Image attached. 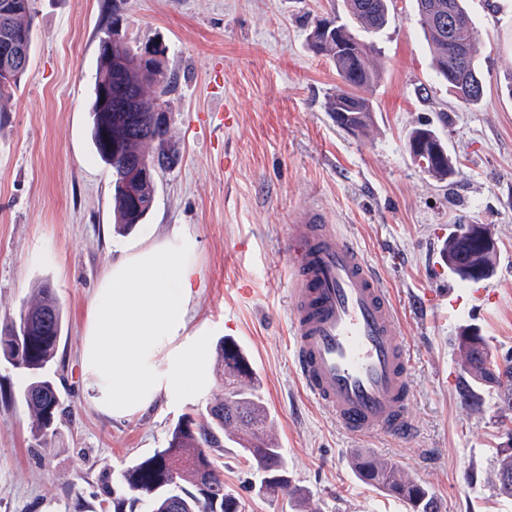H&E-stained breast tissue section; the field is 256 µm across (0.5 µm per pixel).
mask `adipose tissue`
Masks as SVG:
<instances>
[{"label":"adipose tissue","mask_w":512,"mask_h":512,"mask_svg":"<svg viewBox=\"0 0 512 512\" xmlns=\"http://www.w3.org/2000/svg\"><path fill=\"white\" fill-rule=\"evenodd\" d=\"M197 249L175 227L127 249L99 280L81 362L87 396L107 416L128 418L160 397L208 390V341L189 329Z\"/></svg>","instance_id":"1"}]
</instances>
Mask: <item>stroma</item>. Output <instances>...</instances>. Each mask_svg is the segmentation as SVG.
Returning <instances> with one entry per match:
<instances>
[{
  "label": "stroma",
  "mask_w": 512,
  "mask_h": 512,
  "mask_svg": "<svg viewBox=\"0 0 512 512\" xmlns=\"http://www.w3.org/2000/svg\"><path fill=\"white\" fill-rule=\"evenodd\" d=\"M475 23L485 95L456 101L437 81L413 0H396L377 35L381 75L369 97L374 122L338 127L327 103L339 81L314 55L316 19L345 16L344 0H35L32 56L0 97V324L17 318L42 285L64 314L50 375L65 400L57 437L37 444L19 394L25 373L0 359V512H103L101 479L166 447L178 419L220 394L161 399L122 420L84 392L80 351L94 289L135 242L179 224L198 242L192 328L227 337L250 360L270 410L292 487L308 512H407L358 481L354 455L393 459L424 482L441 512H512L497 496L499 392L477 383L462 401L464 360L455 339L478 329L495 356L512 354V0H465ZM120 17L131 46H169L180 83L169 95L174 161L156 175L145 223L116 230L112 172L89 137L90 80L99 40ZM431 124L458 161L446 182L409 157L406 136ZM325 209L391 292L414 387L410 439L357 440L310 399L293 368L284 238L302 207ZM490 225L498 243L491 296L452 274L442 245L459 218ZM437 306L420 308L425 292ZM454 294L449 308L444 294ZM242 512H294L287 493L258 494L257 474L234 447L215 453Z\"/></svg>",
  "instance_id": "stroma-1"
}]
</instances>
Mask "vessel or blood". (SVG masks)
<instances>
[{"label":"vessel or blood","mask_w":512,"mask_h":512,"mask_svg":"<svg viewBox=\"0 0 512 512\" xmlns=\"http://www.w3.org/2000/svg\"><path fill=\"white\" fill-rule=\"evenodd\" d=\"M285 246L295 271L289 334L305 391L350 437L410 435V358L388 289L321 209L295 215Z\"/></svg>","instance_id":"vessel-or-blood-1"}]
</instances>
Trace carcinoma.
<instances>
[{
	"label": "carcinoma",
	"instance_id": "obj_1",
	"mask_svg": "<svg viewBox=\"0 0 512 512\" xmlns=\"http://www.w3.org/2000/svg\"><path fill=\"white\" fill-rule=\"evenodd\" d=\"M419 21L432 53L436 76L464 105L481 101L482 75L475 54V27L464 0H414ZM348 22L335 18L315 23L308 34L312 53L328 57L341 87L328 101V111L340 127L364 130L373 123V106L366 93L380 78L370 65L377 54L373 37L391 21L393 0H346ZM34 11L32 0H0V93L19 86L31 59ZM166 47L146 43L136 49L125 41L119 21L112 20L100 40L98 64L90 103V137L101 162L112 171V199L118 230L126 232L143 223L155 201V175L151 170L134 193L122 180L134 165L144 166L165 152L170 125L155 119L166 111V96L176 91L178 74L168 67ZM422 143L424 153L413 150ZM406 148L411 159L421 156L422 170L445 182L457 172L438 132L423 124L409 132ZM448 269L494 268L495 253L468 243L453 232L443 242ZM62 308L51 288L38 289L37 297L21 312L19 321L0 326V358L28 376L21 400L32 418V434L41 441L57 432L63 402L45 368L56 356L61 337ZM457 349L470 378L489 380L500 388L504 408L512 411V358L493 359L482 336L470 341V329L461 330ZM216 368L221 373V397L196 419L185 415L174 425L167 447L127 467L120 481L127 495L112 499L113 512H241L239 498L224 489V473L214 466L212 451L228 441L236 445L259 474V491L275 494L290 489L282 448L269 435L271 415L254 383V371L240 346L221 338L216 346ZM353 467L360 479L389 495L397 494L409 512H438L426 484L403 478L389 459L357 456ZM497 490L512 498V444L498 449Z\"/></svg>",
	"mask_w": 512,
	"mask_h": 512
}]
</instances>
